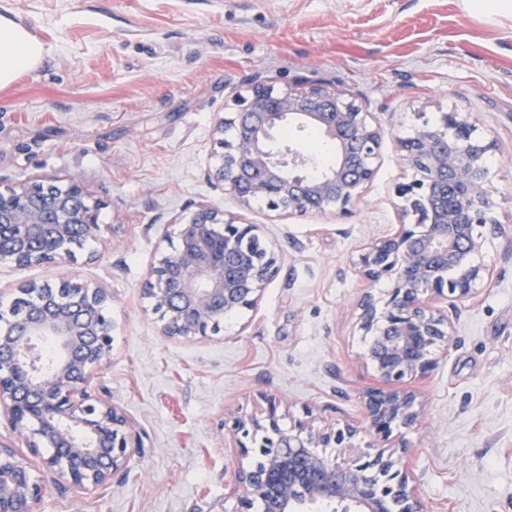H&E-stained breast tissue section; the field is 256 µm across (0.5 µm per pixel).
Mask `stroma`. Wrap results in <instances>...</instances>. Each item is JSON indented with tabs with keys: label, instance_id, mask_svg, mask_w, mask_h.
I'll use <instances>...</instances> for the list:
<instances>
[{
	"label": "stroma",
	"instance_id": "1",
	"mask_svg": "<svg viewBox=\"0 0 512 512\" xmlns=\"http://www.w3.org/2000/svg\"><path fill=\"white\" fill-rule=\"evenodd\" d=\"M44 42L40 66L0 89V187L76 182L99 207L101 238L75 261L0 263V310L18 283L104 288L112 355L92 391L130 420L140 447L84 494L43 470L39 512H238L251 461L228 427L275 413L326 431L355 421L377 386L360 354L353 262L399 222L392 194L410 173L393 139L420 118L459 112L498 148L487 158L500 232L492 271L453 315L454 342L407 381L421 415L389 451L426 512H512V18L461 0H0ZM327 83L385 129L377 172L347 219L240 210L213 177L216 116L259 84ZM205 203L259 225L280 257L255 308L201 339L168 338L143 296L177 216Z\"/></svg>",
	"mask_w": 512,
	"mask_h": 512
}]
</instances>
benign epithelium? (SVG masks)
<instances>
[{"mask_svg": "<svg viewBox=\"0 0 512 512\" xmlns=\"http://www.w3.org/2000/svg\"><path fill=\"white\" fill-rule=\"evenodd\" d=\"M287 122L314 128L333 146L335 161L320 169L298 147H275ZM459 112L425 121L395 138L412 178L395 185L401 222L361 248L358 274L370 285L358 303V330L369 338L363 361L380 381L365 390L363 413L354 423L314 434L298 423L283 430L270 412L234 422V435L250 439L258 462L238 471L242 509L263 512H425L415 485L379 452L339 462L318 452L360 434L385 442L396 426L419 417L416 394L404 383L425 376L448 351L453 336L448 309L471 298L490 278L480 261L489 236L499 233L493 185L485 164L494 142L475 135ZM213 137L223 149L215 176L248 209L262 201L290 215L348 218L373 180L384 130L355 99L327 83L298 84L286 91L253 88L245 106L216 118ZM19 182L0 189V261L18 267L65 263L71 244L100 240L98 208L77 184ZM179 246L147 272L143 294L162 312L166 337L195 339L209 325L258 305L277 275L279 257L257 224L219 216L206 205L179 220ZM21 315L0 324V419L41 456L43 465L72 488L92 493L108 485L139 437L112 401L92 394L88 383L112 353L114 325L101 288L70 286L63 298L49 285L25 283ZM57 346L43 370L36 348ZM44 486L15 450L0 442V512H37Z\"/></svg>", "mask_w": 512, "mask_h": 512, "instance_id": "benign-epithelium-1", "label": "benign epithelium"}]
</instances>
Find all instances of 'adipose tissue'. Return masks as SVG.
I'll return each mask as SVG.
<instances>
[{
    "mask_svg": "<svg viewBox=\"0 0 512 512\" xmlns=\"http://www.w3.org/2000/svg\"><path fill=\"white\" fill-rule=\"evenodd\" d=\"M46 54L44 44L24 25L0 14V87L40 64Z\"/></svg>",
    "mask_w": 512,
    "mask_h": 512,
    "instance_id": "obj_1",
    "label": "adipose tissue"
}]
</instances>
